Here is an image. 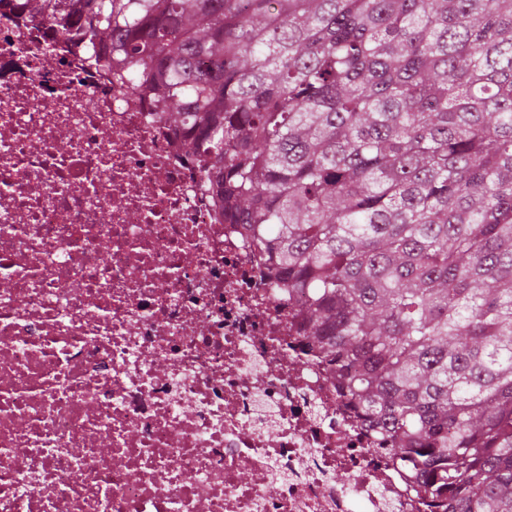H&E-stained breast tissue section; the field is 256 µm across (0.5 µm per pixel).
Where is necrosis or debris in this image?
<instances>
[{
    "label": "necrosis or debris",
    "mask_w": 512,
    "mask_h": 512,
    "mask_svg": "<svg viewBox=\"0 0 512 512\" xmlns=\"http://www.w3.org/2000/svg\"><path fill=\"white\" fill-rule=\"evenodd\" d=\"M0 16V512H426L149 102Z\"/></svg>",
    "instance_id": "obj_1"
}]
</instances>
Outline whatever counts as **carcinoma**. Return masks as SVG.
<instances>
[{"label": "carcinoma", "instance_id": "carcinoma-1", "mask_svg": "<svg viewBox=\"0 0 512 512\" xmlns=\"http://www.w3.org/2000/svg\"><path fill=\"white\" fill-rule=\"evenodd\" d=\"M208 160L428 512H512V0H13Z\"/></svg>", "mask_w": 512, "mask_h": 512}]
</instances>
